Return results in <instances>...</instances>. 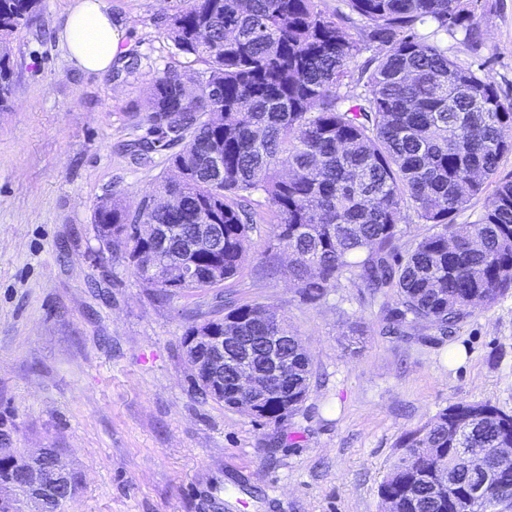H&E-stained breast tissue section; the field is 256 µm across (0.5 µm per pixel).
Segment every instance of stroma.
I'll list each match as a JSON object with an SVG mask.
<instances>
[{
  "instance_id": "35a3bbf8",
  "label": "stroma",
  "mask_w": 512,
  "mask_h": 512,
  "mask_svg": "<svg viewBox=\"0 0 512 512\" xmlns=\"http://www.w3.org/2000/svg\"><path fill=\"white\" fill-rule=\"evenodd\" d=\"M71 2L43 0L12 40V108L0 112V420L12 447L61 449L79 473L65 512H382L404 432L454 402L512 411V294L453 336H389L359 289L305 303L267 274L266 224L228 288L164 299L145 287L98 240L93 213L112 193L133 206L154 192L168 151L122 150L148 132L142 93L166 65L196 81L204 67L160 28L179 0H107L139 66L82 70L58 37ZM477 15L482 49L458 36L448 53L512 99V0H481ZM228 292L275 307L312 358L318 379L281 424L226 409L190 379L182 335L223 316ZM355 321L367 333L353 353L343 331Z\"/></svg>"
}]
</instances>
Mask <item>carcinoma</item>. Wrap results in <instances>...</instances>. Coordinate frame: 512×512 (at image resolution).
I'll return each instance as SVG.
<instances>
[{
  "mask_svg": "<svg viewBox=\"0 0 512 512\" xmlns=\"http://www.w3.org/2000/svg\"><path fill=\"white\" fill-rule=\"evenodd\" d=\"M184 0L163 21L175 49L205 66L191 80L169 65L147 86L142 110L153 138L127 144L134 156L179 142L172 175L157 186L172 209L131 208L119 194L102 200L98 240L126 234L127 259L144 284L169 296L218 288L243 268L251 234L269 223L274 244L264 270L281 272L301 300L326 298L347 282L367 289L388 332L433 326L451 335L481 307L512 293V174L499 175L512 153V101L482 69L448 56L447 36L462 30L483 45L479 0ZM39 0H0V109L9 107L13 70L7 43L38 16ZM206 29L208 40L196 36ZM224 169L218 171L213 157ZM494 186L470 224L459 212ZM264 199L266 211L251 208ZM165 224L166 244L145 258L133 232ZM196 224L224 225L218 250L189 257L196 278L175 274L168 255L184 250ZM421 229L414 231L411 225ZM238 329L261 348L281 336L288 378L260 401L224 390L197 370L189 339L204 328ZM194 385L224 407L265 423L296 415L311 391L312 362L301 338L275 307L228 297L224 317L195 321L183 334ZM512 413L486 402H458L399 439V454L380 486L399 512H480L476 485L496 512H512ZM469 448L485 449L468 466ZM24 453L0 454V481H20ZM455 499L437 485L443 473Z\"/></svg>",
  "mask_w": 512,
  "mask_h": 512,
  "instance_id": "1",
  "label": "carcinoma"
}]
</instances>
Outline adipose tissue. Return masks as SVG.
<instances>
[{
	"mask_svg": "<svg viewBox=\"0 0 512 512\" xmlns=\"http://www.w3.org/2000/svg\"><path fill=\"white\" fill-rule=\"evenodd\" d=\"M59 35L76 65L90 72L110 70L120 53L106 0H73L61 16Z\"/></svg>",
	"mask_w": 512,
	"mask_h": 512,
	"instance_id": "ef3b65f1",
	"label": "adipose tissue"
}]
</instances>
